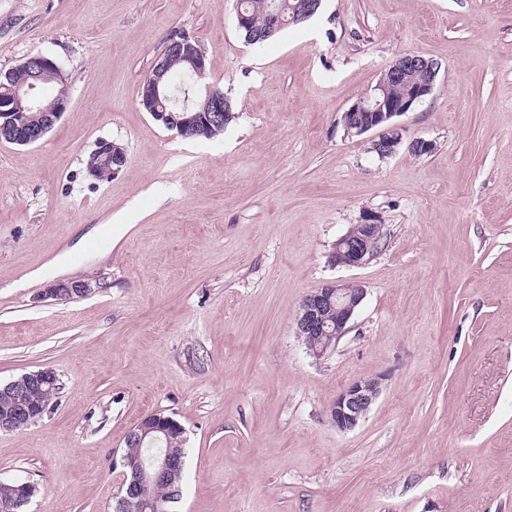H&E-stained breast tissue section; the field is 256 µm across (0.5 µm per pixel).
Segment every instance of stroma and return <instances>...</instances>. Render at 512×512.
Wrapping results in <instances>:
<instances>
[{
    "label": "stroma",
    "instance_id": "35a3bbf8",
    "mask_svg": "<svg viewBox=\"0 0 512 512\" xmlns=\"http://www.w3.org/2000/svg\"><path fill=\"white\" fill-rule=\"evenodd\" d=\"M236 0H0V70L41 53L70 88L38 143L0 142V385L43 368L61 389L0 431V481L25 512H114L127 435L185 430L172 512H512V0H323L262 44ZM197 38L234 117L185 139L140 109L168 40ZM414 52L436 87L381 159L341 114ZM432 141L416 156L407 145ZM126 163L100 180V141ZM385 244L332 263L367 217ZM89 296L39 300L58 279ZM367 294L322 359L304 297ZM382 377L342 432L328 407ZM126 162V155L122 147L111 141H102L92 153L87 169L91 176L97 178L99 167L106 166L110 170L109 176L117 174ZM15 485H16V483L0 482V503H1V501L14 499L13 502H10V503L0 506V509L3 512H13V511L14 512H22L23 511L22 508L24 507V505L19 508H17V507L19 505L27 503L28 500L31 498V496L34 494V491H35L34 485L24 482V483L19 484V486L17 488L19 496L14 498L15 497V493H14ZM14 509H16V511ZM2 511H0V512H2Z\"/></svg>",
    "mask_w": 512,
    "mask_h": 512
}]
</instances>
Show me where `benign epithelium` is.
Returning a JSON list of instances; mask_svg holds the SVG:
<instances>
[{"label": "benign epithelium", "mask_w": 512, "mask_h": 512, "mask_svg": "<svg viewBox=\"0 0 512 512\" xmlns=\"http://www.w3.org/2000/svg\"><path fill=\"white\" fill-rule=\"evenodd\" d=\"M321 0H296L290 5V16H285L278 5H269L264 36H270L285 24L301 22L311 17ZM177 58L187 65L196 76L207 72L206 55L200 42L186 34H176L169 39L163 52L156 57L150 70L151 76L144 78L138 88V104L164 127L182 138L192 136L202 122L229 121L233 118L229 99L224 91L206 84L198 90L196 102L182 106L171 103L168 94L167 73L170 60ZM23 71L27 79L14 81V74ZM436 62L420 55L406 53L397 58L384 75L394 82L406 85L399 96L389 91L385 79H380L373 92L359 98L341 115L345 131L350 136L360 137L370 132L376 135L369 139L370 151L385 159L396 153L402 136L396 118L414 110L432 95L438 77ZM56 82V93L49 103H44L41 84L47 75ZM70 98V86L58 63L42 53L28 56L15 68L0 71V141L25 146L41 140L60 120ZM126 162L122 147L111 141H102L92 153L87 169L91 176L98 177L99 167L106 166L110 175L117 174ZM381 224L368 217L362 224L353 225L336 240L332 260L346 267H361L375 254L378 247ZM92 282L85 279H59L45 285L41 291L44 300H59L73 296L85 297L92 293ZM366 288L359 282H332L310 292L303 300L296 318V335L309 355L316 359L331 351L333 340L341 339L348 331L356 310L363 302ZM336 311V322L329 323L326 312ZM31 386H60L59 378L50 369L30 373L19 382L12 381L0 390L15 396V409L0 416V431H14L26 427L43 417L45 408L26 399ZM382 378L359 379L349 382L336 396L329 408L330 419L340 431L354 429L366 416L377 399ZM182 433V426L169 416L152 413L140 420L134 428L130 441L152 446L166 439L169 433ZM182 461L171 448H160L141 463L138 481H153L165 478L180 468ZM34 485L19 484V496L14 501L0 506V512H14L34 494Z\"/></svg>", "instance_id": "benign-epithelium-1"}]
</instances>
